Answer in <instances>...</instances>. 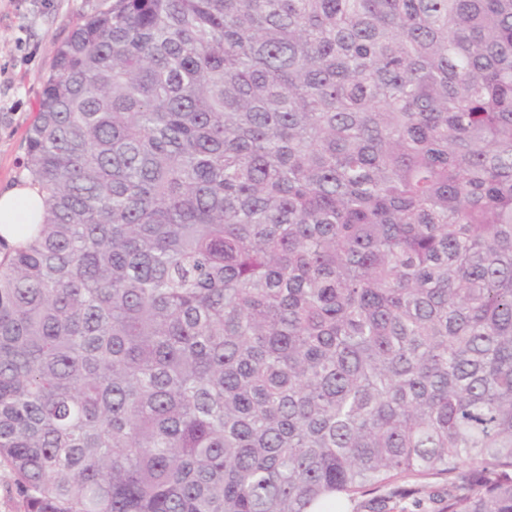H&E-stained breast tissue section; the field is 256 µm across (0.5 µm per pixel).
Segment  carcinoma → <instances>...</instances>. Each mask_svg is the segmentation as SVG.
I'll use <instances>...</instances> for the list:
<instances>
[{
    "label": "carcinoma",
    "mask_w": 512,
    "mask_h": 512,
    "mask_svg": "<svg viewBox=\"0 0 512 512\" xmlns=\"http://www.w3.org/2000/svg\"><path fill=\"white\" fill-rule=\"evenodd\" d=\"M25 168L24 512H512V0H114ZM426 487L420 494H416L409 497H401L394 494L395 497L390 499L388 504V508L386 512H431L434 508L437 507L432 500V494L434 491H443L446 487L442 482H438L435 480H429L428 483H425ZM431 492V493H430ZM420 499V500H419ZM420 501V505L418 504Z\"/></svg>",
    "instance_id": "cac0c4a2"
}]
</instances>
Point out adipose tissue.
I'll list each match as a JSON object with an SVG mask.
<instances>
[{"label":"adipose tissue","instance_id":"obj_1","mask_svg":"<svg viewBox=\"0 0 512 512\" xmlns=\"http://www.w3.org/2000/svg\"><path fill=\"white\" fill-rule=\"evenodd\" d=\"M42 214L39 190L23 179L0 193V242L10 247L23 243L24 226Z\"/></svg>","mask_w":512,"mask_h":512}]
</instances>
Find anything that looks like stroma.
I'll list each match as a JSON object with an SVG mask.
<instances>
[{
    "label": "stroma",
    "instance_id": "stroma-1",
    "mask_svg": "<svg viewBox=\"0 0 512 512\" xmlns=\"http://www.w3.org/2000/svg\"><path fill=\"white\" fill-rule=\"evenodd\" d=\"M112 0H0V190L25 178L26 139L54 50Z\"/></svg>",
    "mask_w": 512,
    "mask_h": 512
}]
</instances>
